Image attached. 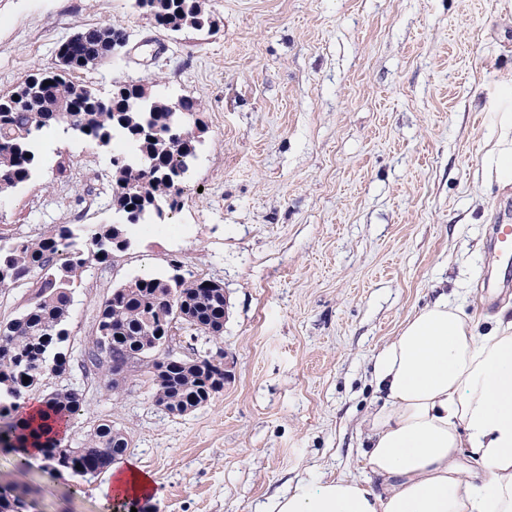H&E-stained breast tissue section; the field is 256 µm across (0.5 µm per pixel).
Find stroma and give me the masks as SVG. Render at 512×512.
<instances>
[{
    "mask_svg": "<svg viewBox=\"0 0 512 512\" xmlns=\"http://www.w3.org/2000/svg\"><path fill=\"white\" fill-rule=\"evenodd\" d=\"M217 26L173 33L133 0H0V96L57 67L76 31L123 29L134 58L114 56L82 81L108 94L134 82L151 95L200 101L207 126L178 209L92 263L62 344L70 366L39 396L80 391L64 434L81 441L108 421L126 461L156 495L140 512H264L301 479L365 473L361 424L377 397L375 356L415 310L461 291L467 313L512 317V272L499 271L489 229L512 207V179L486 168L512 113V0H203ZM46 132L32 178L0 197V228L30 238L48 227L112 220L97 177L114 153ZM221 281L218 341L233 367L222 391L179 416L149 385L112 391L80 371L99 302L129 278L169 271ZM495 271L505 289L482 297ZM105 475L79 478L0 447V486L31 512H113Z\"/></svg>",
    "mask_w": 512,
    "mask_h": 512,
    "instance_id": "obj_1",
    "label": "stroma"
}]
</instances>
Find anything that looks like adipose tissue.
<instances>
[{"instance_id": "1", "label": "adipose tissue", "mask_w": 512, "mask_h": 512, "mask_svg": "<svg viewBox=\"0 0 512 512\" xmlns=\"http://www.w3.org/2000/svg\"><path fill=\"white\" fill-rule=\"evenodd\" d=\"M373 378L366 477L297 481L267 512H512L511 320L482 333L440 297L377 354ZM155 492L131 464L112 470L99 496L136 504Z\"/></svg>"}]
</instances>
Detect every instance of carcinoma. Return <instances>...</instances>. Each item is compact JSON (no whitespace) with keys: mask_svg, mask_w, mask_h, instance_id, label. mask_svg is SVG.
Returning a JSON list of instances; mask_svg holds the SVG:
<instances>
[{"mask_svg":"<svg viewBox=\"0 0 512 512\" xmlns=\"http://www.w3.org/2000/svg\"><path fill=\"white\" fill-rule=\"evenodd\" d=\"M134 7L151 16L155 24L174 32L212 30L214 21L200 0H134ZM81 41L67 53L58 46V68L30 75L14 91L0 96V195L25 183L40 162L39 142L53 127L66 128L105 146L120 134L135 148L136 158L117 156L111 162L109 206L120 221L74 229L54 225L38 238L14 236L0 229V288H12L27 275L29 297L22 311L0 323V438L19 431L11 420L26 395L50 375L67 370L61 344L67 328L74 293L92 262H109L114 253L130 246V229L149 219L164 220L179 206L180 185L196 158L197 144L206 125L185 116L201 111L196 100L185 97L178 105L151 96L141 84L117 82L112 94L77 80L75 74L95 68L112 57L114 43L125 32L110 23L79 31ZM47 81L42 89L36 81ZM76 104L77 112H55L54 106ZM165 276L138 275L112 289L99 302L95 338L131 356L149 355L161 345L176 313L183 315L185 332L217 340L224 333V286L212 280L185 277L171 264ZM199 363L173 364L169 377L153 385L157 406L207 404L224 385L211 382L214 369L207 355ZM29 377L23 381V377ZM57 420L79 414L83 399L73 388L56 389L46 396ZM128 440L109 422L98 424L75 447L48 440L43 458L56 469L74 475L96 476L124 455Z\"/></svg>","mask_w":512,"mask_h":512,"instance_id":"obj_1","label":"carcinoma"}]
</instances>
